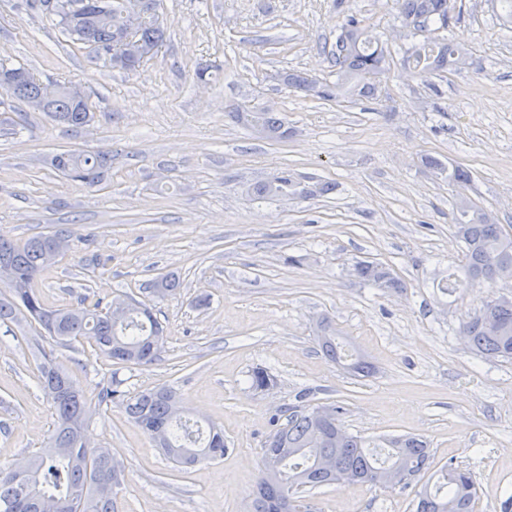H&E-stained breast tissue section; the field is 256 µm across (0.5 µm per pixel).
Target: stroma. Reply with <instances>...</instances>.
Instances as JSON below:
<instances>
[{
	"mask_svg": "<svg viewBox=\"0 0 512 512\" xmlns=\"http://www.w3.org/2000/svg\"><path fill=\"white\" fill-rule=\"evenodd\" d=\"M31 0H0V61L24 64L43 84H79L88 125L62 131L49 116L0 96V233L22 242L66 229L69 250L39 277L44 303L125 295L152 304L164 348L147 367L117 364L81 339H40L27 319L0 323V461L47 448L51 407L38 385L51 353L86 394L90 444H106L123 472L117 512H252L268 436L288 408L343 406L342 424L367 439L413 434L433 469H469L474 512H501L512 497V361L467 347L465 316L512 280L442 294L464 245L451 217L457 188L421 159L473 174L468 196L512 233V24L489 0H462L436 35L461 42L468 67L406 74L413 40L394 0H161L166 40L132 70L92 63ZM363 19L390 51L377 102L344 104L293 94L280 76L332 72L322 51L346 15ZM215 80L196 77L199 63ZM285 118L273 141L231 121L226 107ZM107 147L97 185L70 179L53 154ZM335 184L313 199L260 200L250 185L284 170ZM360 261L388 265L403 282L388 292L359 279ZM176 272V297L153 281ZM375 368L357 377L326 358L317 321ZM264 369L276 387L260 391ZM122 390L174 387L192 418L224 430L222 458L177 470L98 383ZM420 481L385 489L340 484L306 497L312 512H415Z\"/></svg>",
	"mask_w": 512,
	"mask_h": 512,
	"instance_id": "35a3bbf8",
	"label": "stroma"
}]
</instances>
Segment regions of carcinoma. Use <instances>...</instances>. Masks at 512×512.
<instances>
[{"instance_id":"carcinoma-1","label":"carcinoma","mask_w":512,"mask_h":512,"mask_svg":"<svg viewBox=\"0 0 512 512\" xmlns=\"http://www.w3.org/2000/svg\"><path fill=\"white\" fill-rule=\"evenodd\" d=\"M56 4L51 16L61 33L87 47L91 61L102 59V54L109 52L112 43L119 39L117 20L125 10L126 0H56ZM456 4L457 0H395L404 25L417 33L446 28ZM156 7L157 0H148L147 14L138 30V40L153 47L164 39ZM328 55L335 67L336 80L296 72L286 74L283 83L302 97L324 101L376 99L387 57L361 20L354 16L345 18ZM467 64L466 52L450 41L426 37L405 50V68L413 72L455 69ZM0 95L48 113L68 130L82 127L92 118L86 99L76 103L61 95L39 105V82L23 66L0 63ZM233 116L245 126L260 130L268 139L288 137V127L274 112L236 106ZM108 156L104 147L82 152L67 150L55 154L52 164L91 187L98 182L99 170ZM424 161L437 176L460 190L472 182L471 172L462 167L449 166L432 156ZM276 180L274 188L266 181L255 185L253 194L259 199H307L336 189L331 183L292 170L281 172ZM453 224L465 245L464 260L455 272L448 273L441 290L448 293L456 288L460 274L473 284L492 287V265L512 267V235L504 232L483 206L465 196L453 214ZM56 237H67L66 231L39 235L24 244L0 234V277L9 290V295L0 297V322L14 321L26 312L49 338L59 343L86 339L104 357L119 364L148 366L157 361L164 336L151 307L132 302L115 319L112 309L124 301L120 296L106 304L98 299L88 306L71 309L50 307L43 302L34 282L58 258L52 247ZM359 278L388 291L403 288L388 267L373 261L364 262ZM178 289L179 280L165 274L155 282L153 293L165 299L177 294ZM319 330L321 348L327 358L343 364L355 375L372 374L370 363L349 354L336 340L327 320L319 322ZM461 333L468 337L473 349L486 357L512 360V302L500 303L489 298L463 320ZM38 370L40 387L53 409L54 433L46 451L0 466V512H115L114 488L121 472L108 449L86 441L90 408L83 391L44 351ZM98 400L122 405L127 419L183 471L224 456V430L214 424L204 429L186 417L176 391L170 386L127 395L109 381L102 384ZM385 445L379 450L358 435L336 436V420H322L312 408L291 411L286 424L266 441L252 512H271L272 502L285 492L294 497L303 491L348 482L376 486V477L395 466L408 468L415 477L429 471L431 455L422 438L394 436L385 439ZM478 492L472 474L450 462L441 469V481L432 487L423 485L416 512H474Z\"/></svg>"}]
</instances>
